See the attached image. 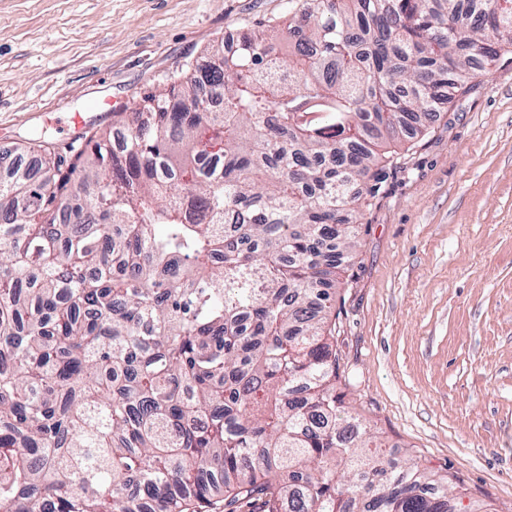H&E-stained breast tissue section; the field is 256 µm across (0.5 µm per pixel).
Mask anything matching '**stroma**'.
<instances>
[{
    "instance_id": "obj_1",
    "label": "stroma",
    "mask_w": 512,
    "mask_h": 512,
    "mask_svg": "<svg viewBox=\"0 0 512 512\" xmlns=\"http://www.w3.org/2000/svg\"><path fill=\"white\" fill-rule=\"evenodd\" d=\"M287 0H0V151L68 155ZM339 274L340 381L389 459L451 479L458 512H512V55L396 145Z\"/></svg>"
}]
</instances>
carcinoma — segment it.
I'll return each mask as SVG.
<instances>
[{"label":"carcinoma","mask_w":512,"mask_h":512,"mask_svg":"<svg viewBox=\"0 0 512 512\" xmlns=\"http://www.w3.org/2000/svg\"><path fill=\"white\" fill-rule=\"evenodd\" d=\"M507 53L512 0H288L122 150L1 180L0 512H456L346 410L329 312L387 145Z\"/></svg>","instance_id":"obj_1"}]
</instances>
